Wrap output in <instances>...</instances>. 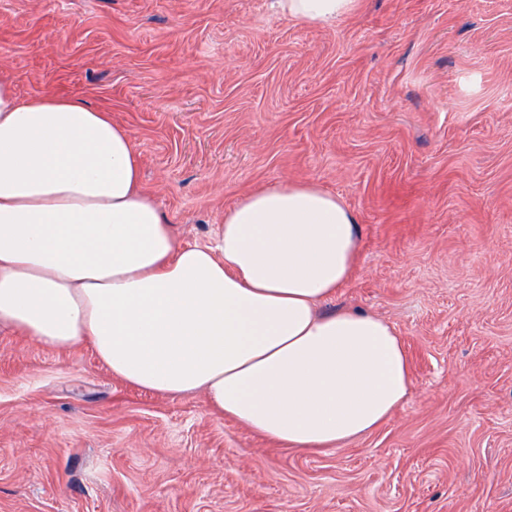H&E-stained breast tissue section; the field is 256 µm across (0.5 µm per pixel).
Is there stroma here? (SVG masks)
<instances>
[{"mask_svg":"<svg viewBox=\"0 0 512 512\" xmlns=\"http://www.w3.org/2000/svg\"><path fill=\"white\" fill-rule=\"evenodd\" d=\"M0 0V78L128 129L187 244L244 194L318 185L359 263L321 312L398 331L413 385L380 428L280 448L0 327V512H512V0ZM282 13L314 25L328 26L352 13L357 0H275Z\"/></svg>","mask_w":512,"mask_h":512,"instance_id":"1","label":"stroma"}]
</instances>
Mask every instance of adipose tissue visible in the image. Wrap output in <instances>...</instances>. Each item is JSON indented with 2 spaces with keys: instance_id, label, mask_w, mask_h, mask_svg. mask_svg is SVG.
Segmentation results:
<instances>
[{
  "instance_id": "obj_1",
  "label": "adipose tissue",
  "mask_w": 512,
  "mask_h": 512,
  "mask_svg": "<svg viewBox=\"0 0 512 512\" xmlns=\"http://www.w3.org/2000/svg\"><path fill=\"white\" fill-rule=\"evenodd\" d=\"M328 26L357 0H275ZM354 213L316 185L243 195L183 243L140 185L128 130L76 98L0 81V326L90 344L114 377L315 453L383 425L412 386L394 326L320 312L357 268Z\"/></svg>"
}]
</instances>
